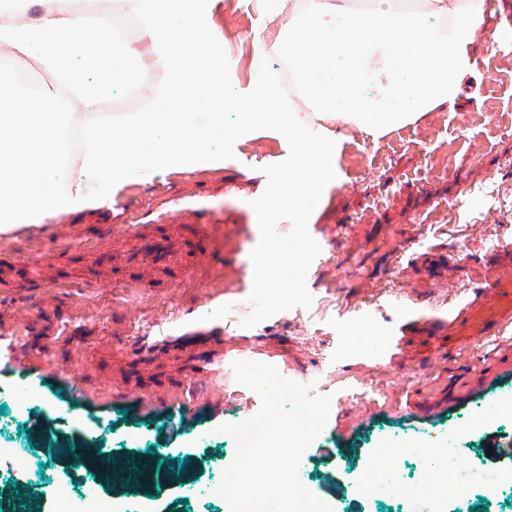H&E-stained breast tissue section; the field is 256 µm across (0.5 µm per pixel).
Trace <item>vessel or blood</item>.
Here are the masks:
<instances>
[{"mask_svg":"<svg viewBox=\"0 0 512 512\" xmlns=\"http://www.w3.org/2000/svg\"><path fill=\"white\" fill-rule=\"evenodd\" d=\"M207 248L203 236L183 242L175 241L167 226L154 225L150 235L143 237L141 247L130 253L126 261L130 264L152 268L166 267L177 263L187 255H205ZM449 326L470 325L473 336H494L504 327L512 325V289L501 282H493L480 289L466 307L451 311Z\"/></svg>","mask_w":512,"mask_h":512,"instance_id":"obj_1","label":"vessel or blood"}]
</instances>
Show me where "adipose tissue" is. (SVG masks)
Wrapping results in <instances>:
<instances>
[{
    "instance_id": "ef3b65f1",
    "label": "adipose tissue",
    "mask_w": 512,
    "mask_h": 512,
    "mask_svg": "<svg viewBox=\"0 0 512 512\" xmlns=\"http://www.w3.org/2000/svg\"><path fill=\"white\" fill-rule=\"evenodd\" d=\"M131 20L126 32L123 20ZM281 51L313 113H289L265 86L240 99L224 81V35L209 0H0V58L30 61L48 82L21 89L0 69V234L44 223L48 214L101 206L113 186L158 170L224 159V110L239 106L236 130L274 113L289 140L294 207L336 182V149L347 129L377 139L422 115L453 107L477 61L471 48L497 41L484 0H288ZM150 93L119 111L116 90ZM82 146L67 147L69 132Z\"/></svg>"
}]
</instances>
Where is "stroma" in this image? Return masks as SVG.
I'll use <instances>...</instances> for the list:
<instances>
[{"label":"stroma","instance_id":"1","mask_svg":"<svg viewBox=\"0 0 512 512\" xmlns=\"http://www.w3.org/2000/svg\"><path fill=\"white\" fill-rule=\"evenodd\" d=\"M285 0H215L224 78L278 87L273 44ZM496 42L473 48L479 73L454 106L370 140L346 131L336 185L296 208L271 185L287 180L288 140L275 120L227 136L218 167L133 180L81 215L58 214L0 244V332L26 351L0 355V448L28 466L0 475L36 488L35 512H57L71 482L58 435L99 441L113 457L154 456L183 481L211 479L233 454L216 428L255 415L257 394L234 379L237 360L276 367L331 396L327 424L300 463L307 490L332 512H402L357 491L359 477L395 465L419 486L406 439L447 447L476 413L509 416L464 443L457 474L464 512H512V341L476 342L441 326L488 283L512 280V0H486ZM204 225L210 253L192 267L113 266L137 250L133 224ZM262 260L269 280L254 275ZM39 398L17 415L9 396ZM504 450L492 455L489 439ZM496 495H487L490 487ZM137 512H199L164 479Z\"/></svg>","mask_w":512,"mask_h":512}]
</instances>
